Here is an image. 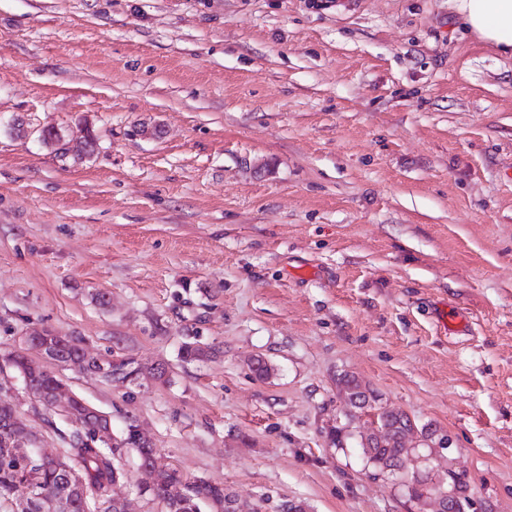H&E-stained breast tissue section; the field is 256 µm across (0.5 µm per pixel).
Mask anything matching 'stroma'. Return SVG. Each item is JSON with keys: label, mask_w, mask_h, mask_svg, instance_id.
<instances>
[{"label": "stroma", "mask_w": 512, "mask_h": 512, "mask_svg": "<svg viewBox=\"0 0 512 512\" xmlns=\"http://www.w3.org/2000/svg\"><path fill=\"white\" fill-rule=\"evenodd\" d=\"M17 353L241 512H420L372 476L345 373L447 436L467 512H512V56L452 0H0V399L61 447ZM122 463L131 512H166ZM43 336H48L46 332H33L26 335V342L32 346H35L39 350H41L49 359L57 360L61 363H70L67 364L75 369H79L80 371L87 372V369L94 368V365L101 366V372H104L103 362L96 358H91L83 354V359L80 363H76L80 361L82 358V348L79 347L73 340H66L61 346H59L56 350V358H52L46 352V345L43 343Z\"/></svg>", "instance_id": "1"}]
</instances>
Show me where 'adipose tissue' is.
<instances>
[{"label": "adipose tissue", "mask_w": 512, "mask_h": 512, "mask_svg": "<svg viewBox=\"0 0 512 512\" xmlns=\"http://www.w3.org/2000/svg\"><path fill=\"white\" fill-rule=\"evenodd\" d=\"M468 28L503 53H512V0H455Z\"/></svg>", "instance_id": "adipose-tissue-1"}]
</instances>
